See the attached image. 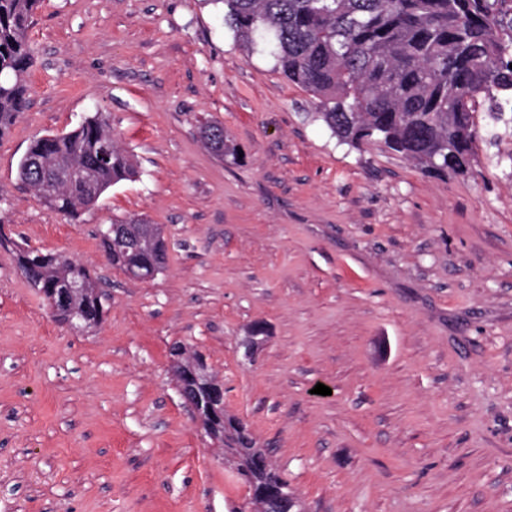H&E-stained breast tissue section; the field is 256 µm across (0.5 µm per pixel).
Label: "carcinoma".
Listing matches in <instances>:
<instances>
[{
    "label": "carcinoma",
    "mask_w": 512,
    "mask_h": 512,
    "mask_svg": "<svg viewBox=\"0 0 512 512\" xmlns=\"http://www.w3.org/2000/svg\"><path fill=\"white\" fill-rule=\"evenodd\" d=\"M224 26L249 54L262 52L288 82L316 100L318 117L339 142H379L428 174H463L472 165L479 130L476 99L512 100V0H219ZM41 0H0V136L27 107L25 75L34 64L28 41ZM218 158L236 161L237 145L219 122L199 129ZM138 174L100 112L77 128L34 140L19 178L49 208L73 218L109 188ZM106 260L126 275L154 279L166 267L162 236L138 242L99 236ZM18 270L45 300L57 299L60 320L96 328L106 295L81 263L18 247ZM86 285L59 298L61 273ZM174 360L203 355L175 342ZM207 431L240 457L238 474L254 489L290 493L246 426L224 409L204 415Z\"/></svg>",
    "instance_id": "cac0c4a2"
}]
</instances>
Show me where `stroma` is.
Wrapping results in <instances>:
<instances>
[{
  "label": "stroma",
  "instance_id": "1",
  "mask_svg": "<svg viewBox=\"0 0 512 512\" xmlns=\"http://www.w3.org/2000/svg\"><path fill=\"white\" fill-rule=\"evenodd\" d=\"M29 41L28 106L0 136V512H252L179 396L175 341L303 512H512V132L487 100L471 170L447 178L339 143L218 0H41ZM96 112L138 174L74 220L17 164ZM207 121L237 163L203 147ZM134 215L168 246L151 281L97 239ZM17 243L91 270L94 331L55 319Z\"/></svg>",
  "mask_w": 512,
  "mask_h": 512
}]
</instances>
